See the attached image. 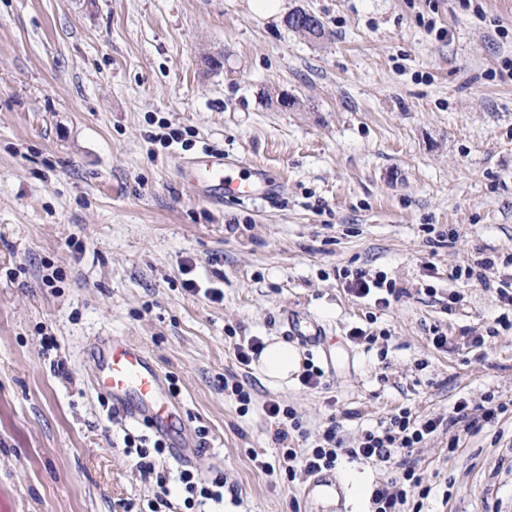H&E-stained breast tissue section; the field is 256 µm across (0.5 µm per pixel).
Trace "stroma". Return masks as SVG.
<instances>
[{"instance_id": "stroma-1", "label": "stroma", "mask_w": 512, "mask_h": 512, "mask_svg": "<svg viewBox=\"0 0 512 512\" xmlns=\"http://www.w3.org/2000/svg\"><path fill=\"white\" fill-rule=\"evenodd\" d=\"M250 2L0 0V512H149L157 487L125 438L156 436L90 383L108 336L160 367L209 454L199 478L224 477L223 504L199 512H336L308 478L261 470L283 447L268 400L312 433L342 416L351 443L399 408L512 396V329L461 342L500 303L448 278L512 252V0H286L323 21L317 41ZM206 150L284 187L203 199L178 165ZM346 267L404 294L359 302ZM291 314L325 330L297 348L319 387L270 388L236 358L251 337L287 341ZM356 325L368 340L348 339ZM436 327L454 346L432 345ZM418 458L426 512H512V413ZM335 474L348 512H371L384 468L344 457Z\"/></svg>"}]
</instances>
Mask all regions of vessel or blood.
Wrapping results in <instances>:
<instances>
[{
    "mask_svg": "<svg viewBox=\"0 0 512 512\" xmlns=\"http://www.w3.org/2000/svg\"><path fill=\"white\" fill-rule=\"evenodd\" d=\"M240 162L220 153L207 154L204 160H187L180 167L185 181L206 192L247 201L273 195L279 184L269 171L252 166L242 176ZM291 328L300 343H314L322 335L313 320L293 317ZM95 388L107 394L113 407L126 417L147 422L158 433H172L181 420L182 408L170 394L163 373L143 348L128 338L112 339L92 348Z\"/></svg>",
    "mask_w": 512,
    "mask_h": 512,
    "instance_id": "vessel-or-blood-1",
    "label": "vessel or blood"
}]
</instances>
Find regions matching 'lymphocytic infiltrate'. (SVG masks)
<instances>
[{
	"label": "lymphocytic infiltrate",
	"mask_w": 512,
	"mask_h": 512,
	"mask_svg": "<svg viewBox=\"0 0 512 512\" xmlns=\"http://www.w3.org/2000/svg\"><path fill=\"white\" fill-rule=\"evenodd\" d=\"M506 269L505 277L491 282L487 272L494 268ZM349 295L359 301H369L375 307L388 308L399 299L403 291L384 275L371 274L357 267L343 269L338 273ZM452 279L467 280L482 286L492 287L499 302L512 306V253L502 252L496 257H477L472 265L452 271ZM512 409V402L495 394H487L480 403L461 399L454 403L448 415H417L410 409L401 408L388 414L377 428L365 431L353 446H345L342 426L337 418H330L311 450L297 453L287 447L290 431H302V423L293 409L282 407L279 401L271 400L265 405L268 417L287 418L288 427L278 429L277 442L283 443V467L288 477L297 473L312 475L322 470L335 468L340 456L371 461L387 471L386 480L372 494L374 512H421L423 502L431 493L424 484L409 456L438 433L448 436L449 451H456L462 435H474L499 415Z\"/></svg>",
	"instance_id": "f902f5d3"
}]
</instances>
